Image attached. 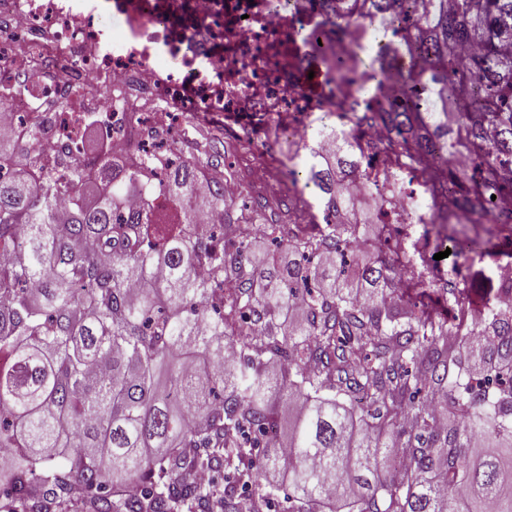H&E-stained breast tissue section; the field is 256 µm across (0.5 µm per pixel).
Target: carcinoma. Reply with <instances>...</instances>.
Wrapping results in <instances>:
<instances>
[{
	"instance_id": "carcinoma-1",
	"label": "carcinoma",
	"mask_w": 512,
	"mask_h": 512,
	"mask_svg": "<svg viewBox=\"0 0 512 512\" xmlns=\"http://www.w3.org/2000/svg\"><path fill=\"white\" fill-rule=\"evenodd\" d=\"M315 2L350 36L344 58L315 46L336 78L404 79L394 111L353 121L387 122L383 151L432 164L440 208L425 233L481 255L512 225L491 207L512 169V0ZM366 17L381 28L371 49ZM421 55L433 65L418 72ZM460 99L470 109L452 134ZM318 135L332 151L312 149L304 175L322 223L279 224L257 203V226L233 218L220 187L196 199L183 162H170L167 204L126 211L153 160L90 198L78 163L32 178L37 132L0 139L1 495L50 512L76 483L93 512H181L210 505L197 472L233 469L226 510L277 472L288 512H512V305L488 291L473 329L470 280L387 303L415 263L364 248L380 225L343 177L360 165L352 134L323 122ZM201 205L208 234L187 237ZM458 210L482 232H448ZM255 228L274 246L260 258ZM226 282L222 306L205 305Z\"/></svg>"
}]
</instances>
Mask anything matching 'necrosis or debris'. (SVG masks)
I'll return each mask as SVG.
<instances>
[{"label": "necrosis or debris", "mask_w": 512, "mask_h": 512, "mask_svg": "<svg viewBox=\"0 0 512 512\" xmlns=\"http://www.w3.org/2000/svg\"><path fill=\"white\" fill-rule=\"evenodd\" d=\"M108 14L124 30H106ZM309 28L321 40L335 35L276 0H0V127L40 130L47 150L38 168L61 173L77 157L105 187L109 174L85 150L92 129L112 158L140 161L158 154L179 116L252 142L284 116L285 136L307 143L317 116L328 115L355 137L354 183L372 194L381 223H432L427 171L376 151L392 136L383 122H351L395 100L389 78L372 92L352 76L308 94L293 49Z\"/></svg>", "instance_id": "necrosis-or-debris-1"}]
</instances>
